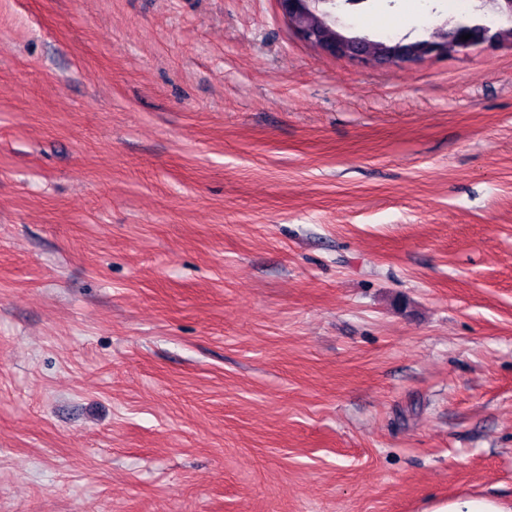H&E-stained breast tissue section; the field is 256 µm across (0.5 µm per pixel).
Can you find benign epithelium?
Segmentation results:
<instances>
[{"label": "benign epithelium", "mask_w": 512, "mask_h": 512, "mask_svg": "<svg viewBox=\"0 0 512 512\" xmlns=\"http://www.w3.org/2000/svg\"><path fill=\"white\" fill-rule=\"evenodd\" d=\"M491 12L512 24V0H485ZM280 12L295 25L298 38L314 50L336 58H347L363 66L376 62V59L358 47L367 38L347 32L339 26L334 13L335 0H278ZM384 60L412 65L427 57L448 56V45H423L413 55L403 56L395 44L380 46Z\"/></svg>", "instance_id": "7a95c632"}]
</instances>
